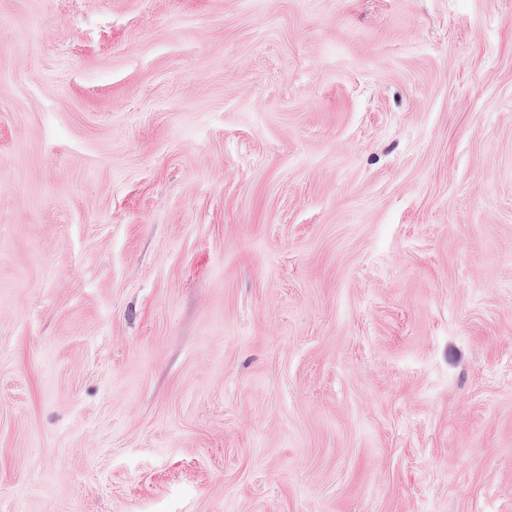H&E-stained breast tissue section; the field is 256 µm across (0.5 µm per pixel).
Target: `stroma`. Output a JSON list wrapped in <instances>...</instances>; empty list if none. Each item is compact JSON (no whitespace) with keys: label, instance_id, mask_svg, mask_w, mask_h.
<instances>
[{"label":"stroma","instance_id":"obj_1","mask_svg":"<svg viewBox=\"0 0 512 512\" xmlns=\"http://www.w3.org/2000/svg\"><path fill=\"white\" fill-rule=\"evenodd\" d=\"M0 512H512V0H0Z\"/></svg>","mask_w":512,"mask_h":512}]
</instances>
